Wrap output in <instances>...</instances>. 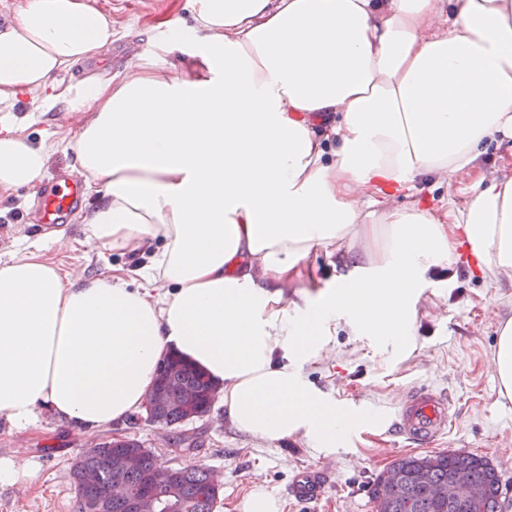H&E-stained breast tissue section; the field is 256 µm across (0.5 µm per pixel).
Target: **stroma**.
Listing matches in <instances>:
<instances>
[{"mask_svg": "<svg viewBox=\"0 0 512 512\" xmlns=\"http://www.w3.org/2000/svg\"><path fill=\"white\" fill-rule=\"evenodd\" d=\"M115 40L104 60L87 61L88 73L123 70L132 54L156 53L168 33L157 19H184L187 0H112ZM13 112L25 121L27 140L54 143L44 178L62 169H74L70 145L80 119L59 118L53 106L19 95ZM33 188L0 195V263L23 254L34 240H42V260L75 277H94L111 270L127 274L140 256L100 254L85 244L80 219L52 229L25 223ZM439 303L420 308L415 325V349L400 361L380 354L368 340L353 336L346 325L336 327L325 351L303 366L307 379L337 405L365 407L374 413L389 411L399 391L427 384L449 394L458 411L457 426L449 437L429 447L413 448L374 432H353L335 453L314 450L294 436L267 442L236 429L224 416L223 400H216L208 415L175 428L142 420L120 421L89 433L40 411L34 426L19 429L0 417V458L33 462V478L0 489V512H79L72 462L95 443L120 433L139 441L158 464L184 467L202 465L220 475L222 487L213 512H232V505L257 485L265 487L282 505V512H376L371 488L376 476L395 458L462 450L487 457L498 470L502 494L512 512V400L498 392L491 357L500 326L512 318V283H491L464 261L440 267ZM328 462L332 468L327 489L319 500L300 503L285 490L301 471Z\"/></svg>", "mask_w": 512, "mask_h": 512, "instance_id": "1", "label": "stroma"}]
</instances>
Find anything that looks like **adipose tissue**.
Instances as JSON below:
<instances>
[{
	"instance_id": "ef3b65f1",
	"label": "adipose tissue",
	"mask_w": 512,
	"mask_h": 512,
	"mask_svg": "<svg viewBox=\"0 0 512 512\" xmlns=\"http://www.w3.org/2000/svg\"><path fill=\"white\" fill-rule=\"evenodd\" d=\"M162 25L157 54L65 88L61 72L111 46L108 14L25 0L0 27V193L33 186L51 150L23 136L18 93L65 100L103 197L86 242L145 259L136 288L32 253L0 264V416L111 425L178 355L223 385L239 429L333 453L370 417L302 372L338 322L399 356L458 246L512 280V167L479 174L460 207L418 185L477 171L494 142L512 155V0H191L190 23ZM320 251L343 271L315 290Z\"/></svg>"
}]
</instances>
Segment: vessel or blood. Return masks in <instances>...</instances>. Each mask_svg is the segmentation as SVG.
<instances>
[{"instance_id": "vessel-or-blood-1", "label": "vessel or blood", "mask_w": 512, "mask_h": 512, "mask_svg": "<svg viewBox=\"0 0 512 512\" xmlns=\"http://www.w3.org/2000/svg\"><path fill=\"white\" fill-rule=\"evenodd\" d=\"M84 204L80 179L68 171H58L51 181L37 189L35 221L45 227L67 223L71 214ZM384 423L388 424L392 436L402 442L429 446L454 429L455 403L432 387L417 386L401 393L388 417L366 421L364 428L375 430ZM327 482L326 469L305 470L295 477L289 493L297 500L313 501L323 494Z\"/></svg>"}]
</instances>
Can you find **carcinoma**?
I'll return each mask as SVG.
<instances>
[{"label": "carcinoma", "instance_id": "cac0c4a2", "mask_svg": "<svg viewBox=\"0 0 512 512\" xmlns=\"http://www.w3.org/2000/svg\"><path fill=\"white\" fill-rule=\"evenodd\" d=\"M163 383L172 397L181 391H192L200 407H209L215 399L217 386L201 370L180 357L164 363ZM188 420L182 407L155 403L152 422L163 427L178 425ZM127 447L140 451V468L127 472L122 480L134 490L150 488L149 481L156 475L158 463L151 451L132 439ZM94 468L99 471L100 482L93 488L78 487L81 512H129L126 502L106 498V492L116 477L104 451L86 450L77 457L71 468L74 481H79L81 471ZM390 469L401 474V479L390 489H382L383 475L376 477L372 496L377 512H502L501 482L497 469L483 457L465 451H443L435 455L404 456L395 459ZM464 471L480 485L481 500L473 508L459 511L448 508V501L438 495V488L448 482V475ZM210 471L202 466L178 468V491L173 497L171 512H213L217 493L206 496L201 491L208 486Z\"/></svg>", "mask_w": 512, "mask_h": 512}]
</instances>
